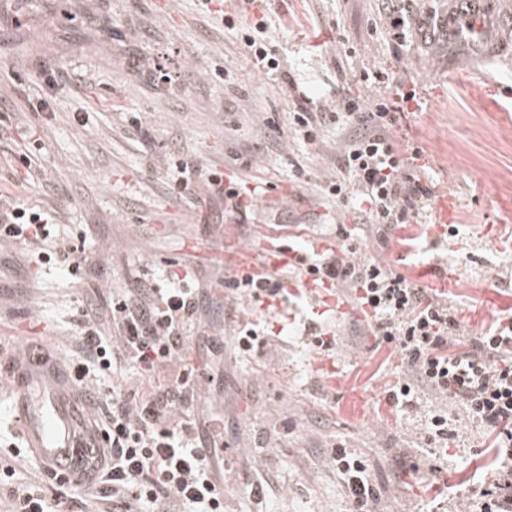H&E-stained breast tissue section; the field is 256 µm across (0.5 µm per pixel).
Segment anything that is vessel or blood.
<instances>
[{
	"instance_id": "vessel-or-blood-1",
	"label": "vessel or blood",
	"mask_w": 512,
	"mask_h": 512,
	"mask_svg": "<svg viewBox=\"0 0 512 512\" xmlns=\"http://www.w3.org/2000/svg\"><path fill=\"white\" fill-rule=\"evenodd\" d=\"M1 374L20 437L37 461L61 475L85 479L83 450L93 415L70 393L65 368L50 350L31 347L0 356Z\"/></svg>"
}]
</instances>
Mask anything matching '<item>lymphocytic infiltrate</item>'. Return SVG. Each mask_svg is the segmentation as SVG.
<instances>
[{
    "label": "lymphocytic infiltrate",
    "mask_w": 512,
    "mask_h": 512,
    "mask_svg": "<svg viewBox=\"0 0 512 512\" xmlns=\"http://www.w3.org/2000/svg\"><path fill=\"white\" fill-rule=\"evenodd\" d=\"M223 22L258 69L279 70L277 53L263 37L265 22L246 23L237 12ZM294 97L290 126L304 143H317L330 126L346 134L337 157L340 173L324 182L323 195L384 235L416 223L436 186L417 164L419 150L401 148L397 141L400 101L345 95L326 112L304 91ZM337 232L340 249L306 252L300 275L319 286L352 288L376 335L397 345L405 372L389 390L395 404L412 405L423 388L462 407L482 426L495 465L473 490L472 512H512V315L495 318L462 349L449 351L459 322L440 292L379 262L355 260L350 230L341 225ZM2 242L28 246L37 264L67 269L76 278L87 263L59 236L50 213L0 193ZM221 286L255 308L287 294L280 280L246 271L233 273ZM202 298L188 274L171 273L165 287L133 280L112 299L109 336L101 331L92 300L77 310L80 361L72 368L73 380L101 425L105 445L95 494L106 512H224V489L212 475L213 464L224 460V419L213 415L199 426L184 418L197 395L199 371L183 359L182 350L199 333ZM116 364L150 376L163 372L164 381L144 390L122 382L101 386L100 374ZM332 459L355 512H371L375 493L366 460L344 448ZM0 484L9 494L1 512H73L66 478L44 474L26 480L8 465L0 469ZM49 484L57 488L51 496L45 491Z\"/></svg>",
    "instance_id": "f902f5d3"
}]
</instances>
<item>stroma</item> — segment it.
I'll return each instance as SVG.
<instances>
[{"label": "stroma", "mask_w": 512, "mask_h": 512, "mask_svg": "<svg viewBox=\"0 0 512 512\" xmlns=\"http://www.w3.org/2000/svg\"><path fill=\"white\" fill-rule=\"evenodd\" d=\"M388 0H261L248 21L265 20L279 71L254 67L224 28L218 0H0V186L19 202L49 211L60 234L82 246L100 312L113 294L147 275L166 283L191 270L215 285L237 267L239 253L263 260L267 245L339 246L337 223L351 225L358 259H376L426 288L448 292L459 339L512 311V17L486 12L483 22L504 43L493 62L449 73L444 37L410 31L396 41L384 19ZM142 57L141 70L127 59ZM233 81L215 78L218 68ZM385 69L394 88L415 90L402 120L404 140L420 146L437 187L422 214L382 244L377 230L354 223L320 187L336 176L334 128L314 145L288 129L296 83L326 111L347 94L374 97L365 69ZM33 138H22L25 130ZM29 155L30 170L20 158ZM196 172L187 190L167 189L168 163ZM223 171L246 188L264 187L254 222H239L211 195L205 176ZM447 205L448 221L432 209ZM290 293L277 311L230 306L224 292L201 316L222 336L223 401L198 400L186 417L224 416V441L237 461L224 479L226 512H351L332 448L367 460L377 487L373 512H434L437 497H469L493 451L479 425L448 408V446L428 441L421 391L416 408L386 393L404 366L394 344L375 336L347 288L331 290L343 314H312L295 270L282 271ZM67 271L37 266L21 244L0 245V352L39 343L73 361L74 315L85 297ZM251 312L279 329L275 353L239 350L224 316ZM317 322L328 343L305 328ZM266 479L262 500L250 482Z\"/></svg>", "instance_id": "35a3bbf8"}]
</instances>
